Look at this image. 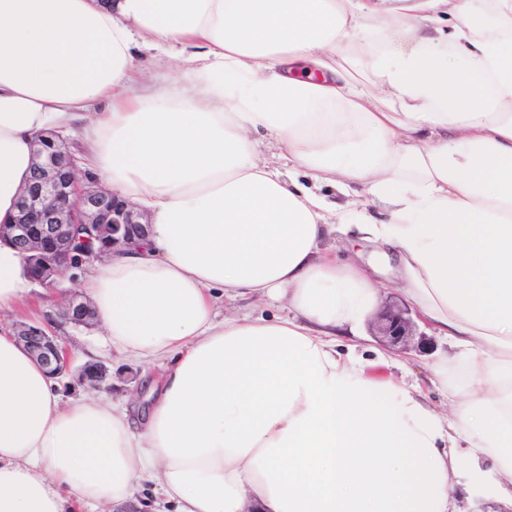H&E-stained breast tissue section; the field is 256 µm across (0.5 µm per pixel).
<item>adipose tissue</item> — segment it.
<instances>
[{
  "instance_id": "1",
  "label": "adipose tissue",
  "mask_w": 512,
  "mask_h": 512,
  "mask_svg": "<svg viewBox=\"0 0 512 512\" xmlns=\"http://www.w3.org/2000/svg\"><path fill=\"white\" fill-rule=\"evenodd\" d=\"M138 43L177 47L166 85L134 80ZM79 122L151 224L82 287L112 350L161 373L138 418L66 400L0 331V512L512 501V0H0V223L36 135ZM347 225L456 349L429 378L451 414L337 350L378 296L323 246ZM29 286L0 244V314ZM244 295L288 314L218 318Z\"/></svg>"
}]
</instances>
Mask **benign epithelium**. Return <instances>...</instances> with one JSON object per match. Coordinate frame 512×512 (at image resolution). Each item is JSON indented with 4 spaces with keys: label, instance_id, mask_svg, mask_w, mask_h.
<instances>
[{
    "label": "benign epithelium",
    "instance_id": "obj_1",
    "mask_svg": "<svg viewBox=\"0 0 512 512\" xmlns=\"http://www.w3.org/2000/svg\"><path fill=\"white\" fill-rule=\"evenodd\" d=\"M85 179L80 181L76 159L63 138L52 132L36 137L33 171L20 193L17 214L12 223L0 224V242L18 250L31 282L50 287L78 266L136 246L149 234L143 212L116 201L90 175ZM64 315L75 325L90 327L97 313L90 303L74 297ZM376 321L379 335L393 345H405L413 336L406 307L388 305ZM16 338L52 377L69 372V356H61L55 336L38 326L21 325ZM108 378V369L98 363L78 371L81 383L97 389Z\"/></svg>",
    "mask_w": 512,
    "mask_h": 512
}]
</instances>
